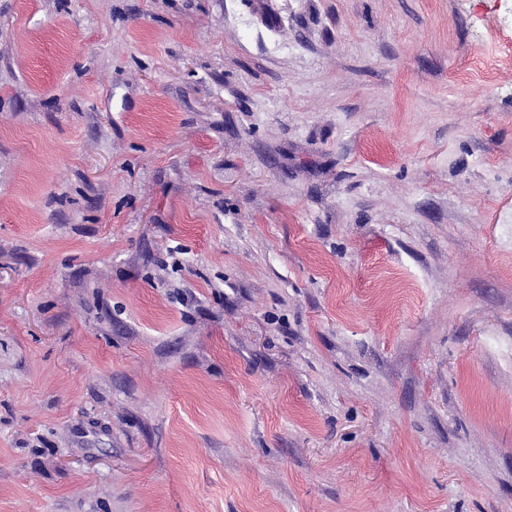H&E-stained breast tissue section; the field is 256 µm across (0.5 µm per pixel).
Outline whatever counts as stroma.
Returning a JSON list of instances; mask_svg holds the SVG:
<instances>
[{
	"label": "stroma",
	"instance_id": "stroma-1",
	"mask_svg": "<svg viewBox=\"0 0 512 512\" xmlns=\"http://www.w3.org/2000/svg\"><path fill=\"white\" fill-rule=\"evenodd\" d=\"M512 0H0V512H512Z\"/></svg>",
	"mask_w": 512,
	"mask_h": 512
}]
</instances>
